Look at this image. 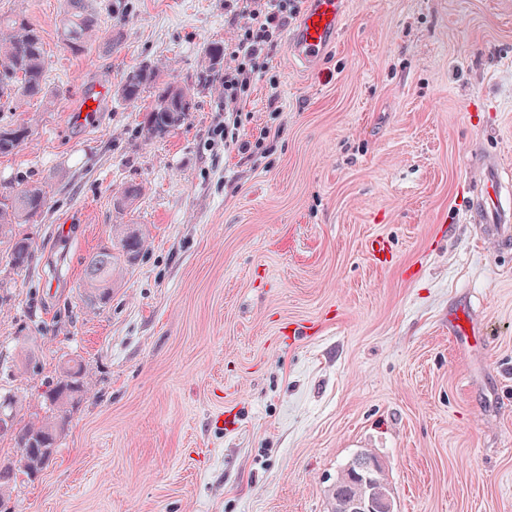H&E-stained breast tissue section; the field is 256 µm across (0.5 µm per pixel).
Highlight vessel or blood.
<instances>
[{
  "mask_svg": "<svg viewBox=\"0 0 512 512\" xmlns=\"http://www.w3.org/2000/svg\"><path fill=\"white\" fill-rule=\"evenodd\" d=\"M344 0H308L299 21L288 32V50L301 66L318 63L337 44L343 29ZM476 164L481 171L479 186L470 200L479 223L489 225L496 241L512 244V191L507 190L497 158L480 154Z\"/></svg>",
  "mask_w": 512,
  "mask_h": 512,
  "instance_id": "vessel-or-blood-1",
  "label": "vessel or blood"
}]
</instances>
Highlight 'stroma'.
Returning <instances> with one entry per match:
<instances>
[{"instance_id":"stroma-1","label":"stroma","mask_w":512,"mask_h":512,"mask_svg":"<svg viewBox=\"0 0 512 512\" xmlns=\"http://www.w3.org/2000/svg\"><path fill=\"white\" fill-rule=\"evenodd\" d=\"M224 2L84 0L76 52L69 0H0L46 50L44 98L0 99V127L31 130L0 183L48 194L29 268L0 243V393L41 415L68 358L89 381L17 512H330L364 450L395 512H512V250L464 190L474 150L512 168V0H345L318 70L275 50L280 87L257 82L240 134H279L245 155L207 58L233 46ZM145 64L190 106L152 140L153 91L119 94ZM116 224L145 251L92 305L83 272ZM459 310L477 337L449 335ZM70 7L73 10L72 20H70L64 36L70 49H77L84 46L88 37L95 30L96 22L94 16L85 9L83 0H71Z\"/></svg>"}]
</instances>
